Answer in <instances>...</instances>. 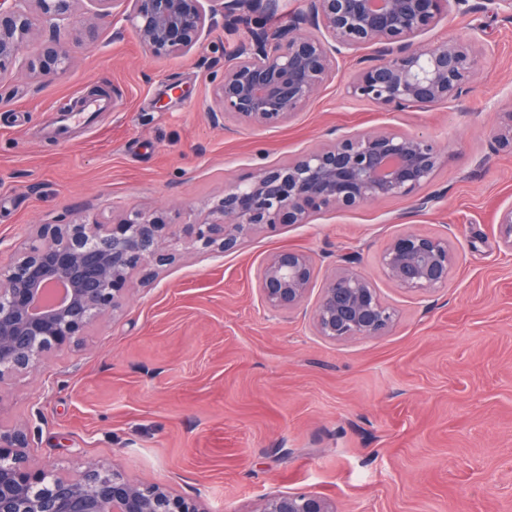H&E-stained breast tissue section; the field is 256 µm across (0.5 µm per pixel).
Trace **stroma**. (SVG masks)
<instances>
[{"instance_id":"1","label":"stroma","mask_w":512,"mask_h":512,"mask_svg":"<svg viewBox=\"0 0 512 512\" xmlns=\"http://www.w3.org/2000/svg\"><path fill=\"white\" fill-rule=\"evenodd\" d=\"M472 34L490 60L460 100L393 112L350 99L354 54L279 128H227L204 110L208 66L242 28L156 58L106 19L95 40L70 38L64 76L1 87L0 250L69 210L102 222L125 206L203 211L260 162L354 130L399 127L445 156L427 209L381 200L256 232L222 256L178 247L75 351L12 382L0 405L28 427L32 455L62 469L94 457L207 512H257L286 491L322 494L337 512H512V253L496 226L512 205V150L494 136L512 110V17L453 9L421 41ZM172 84L182 98L167 99ZM94 90L113 108L46 136L58 108ZM406 228L461 253L447 287L424 299L376 262ZM282 246L314 253L323 276L357 255L396 325L335 342L317 336L309 309H266L259 266Z\"/></svg>"}]
</instances>
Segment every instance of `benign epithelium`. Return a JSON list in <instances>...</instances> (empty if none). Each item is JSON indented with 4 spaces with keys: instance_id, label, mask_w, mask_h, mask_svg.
Returning a JSON list of instances; mask_svg holds the SVG:
<instances>
[{
    "instance_id": "benign-epithelium-1",
    "label": "benign epithelium",
    "mask_w": 512,
    "mask_h": 512,
    "mask_svg": "<svg viewBox=\"0 0 512 512\" xmlns=\"http://www.w3.org/2000/svg\"><path fill=\"white\" fill-rule=\"evenodd\" d=\"M280 0H0V85L26 73L58 77L71 64L62 33L82 16L95 37L97 22L130 27L154 57L187 54L217 25L251 22L247 40L213 71L205 111L216 123L258 129L288 124L317 96L336 57L369 51L346 87L349 98L395 112L457 100L483 62L474 36L465 44L416 40L448 15L450 3L470 12H509L512 0H306L284 26L252 21L272 15ZM442 155L419 133L397 127L349 132L299 153L286 163L261 164L224 185V195L202 217L128 207L100 223L65 213L38 224L0 260V389L33 370L48 354L83 343L94 323L123 306L135 280L150 281L184 241L211 254L235 252L252 230L274 232L305 224L327 210L414 198L432 182ZM502 247L512 252V206L498 221ZM384 277L406 293L426 296L448 286L459 263L448 239L403 230L382 248ZM318 267L314 255L279 247L264 258L258 293L265 307L289 312L304 306ZM61 284L56 298L49 286ZM317 335L332 341L376 338L397 320L370 278L347 257L325 276L310 311ZM25 426L4 418L0 397V512H206L200 503L161 484L125 476L115 466L86 459L76 476L33 463ZM258 512H335L318 493L265 496Z\"/></svg>"
}]
</instances>
